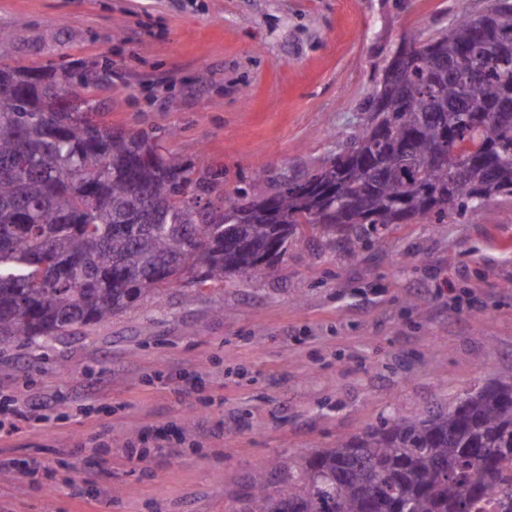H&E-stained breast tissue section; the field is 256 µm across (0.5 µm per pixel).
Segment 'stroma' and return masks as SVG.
<instances>
[{
  "label": "stroma",
  "mask_w": 512,
  "mask_h": 512,
  "mask_svg": "<svg viewBox=\"0 0 512 512\" xmlns=\"http://www.w3.org/2000/svg\"><path fill=\"white\" fill-rule=\"evenodd\" d=\"M488 6L0 0V60L80 66L113 127L223 171L218 197L327 159L407 34ZM278 268L0 345L1 402H61L0 438V512H235L258 471L512 379L510 197L372 248L301 235Z\"/></svg>",
  "instance_id": "1"
}]
</instances>
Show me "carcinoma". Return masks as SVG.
Instances as JSON below:
<instances>
[{"label":"carcinoma","mask_w":512,"mask_h":512,"mask_svg":"<svg viewBox=\"0 0 512 512\" xmlns=\"http://www.w3.org/2000/svg\"><path fill=\"white\" fill-rule=\"evenodd\" d=\"M330 163L273 193L212 180L149 135L100 120L68 69L0 65V343L108 321L159 285L273 277L300 234L351 248L512 197V0L407 39ZM253 475L243 512H476L512 471V379L393 415Z\"/></svg>","instance_id":"1"}]
</instances>
